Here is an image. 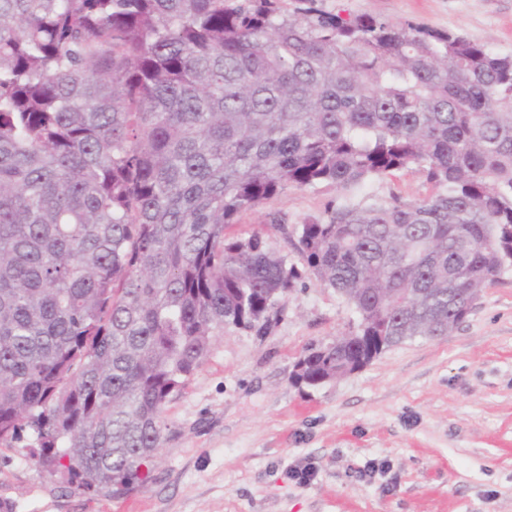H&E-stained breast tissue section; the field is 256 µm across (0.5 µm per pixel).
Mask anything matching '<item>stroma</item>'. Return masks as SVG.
<instances>
[{"label":"stroma","instance_id":"stroma-1","mask_svg":"<svg viewBox=\"0 0 512 512\" xmlns=\"http://www.w3.org/2000/svg\"><path fill=\"white\" fill-rule=\"evenodd\" d=\"M341 15L413 21L512 54V0H323ZM434 192L414 170L340 190L289 188L241 215L237 231L303 266L295 229L342 204ZM335 289L304 275L262 336L225 327L168 404L145 486L82 493L22 443L0 445V502L12 512H512V271L448 335L397 344L317 388L292 374L311 346L353 324ZM312 469L306 483L290 473Z\"/></svg>","mask_w":512,"mask_h":512}]
</instances>
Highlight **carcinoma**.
<instances>
[{
    "label": "carcinoma",
    "instance_id": "obj_1",
    "mask_svg": "<svg viewBox=\"0 0 512 512\" xmlns=\"http://www.w3.org/2000/svg\"><path fill=\"white\" fill-rule=\"evenodd\" d=\"M416 169L437 192L298 227L354 308L308 387L446 336L512 269V55L322 0H0V444L83 492L143 484L226 326L301 278L239 217Z\"/></svg>",
    "mask_w": 512,
    "mask_h": 512
}]
</instances>
